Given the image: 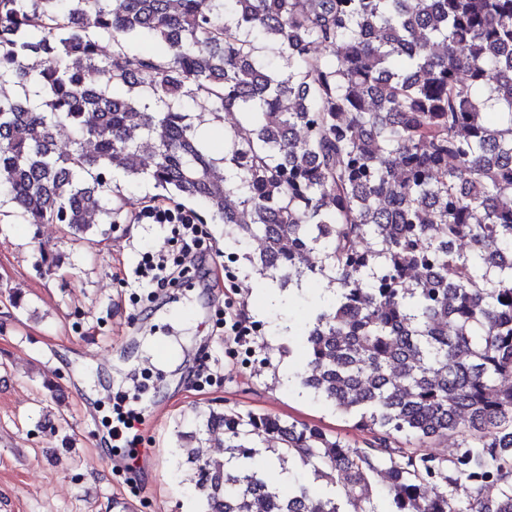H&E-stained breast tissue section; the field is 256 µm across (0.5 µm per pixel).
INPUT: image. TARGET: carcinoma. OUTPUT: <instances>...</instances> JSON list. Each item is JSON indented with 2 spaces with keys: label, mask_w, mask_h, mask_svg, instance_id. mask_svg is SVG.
I'll list each match as a JSON object with an SVG mask.
<instances>
[{
  "label": "carcinoma",
  "mask_w": 512,
  "mask_h": 512,
  "mask_svg": "<svg viewBox=\"0 0 512 512\" xmlns=\"http://www.w3.org/2000/svg\"><path fill=\"white\" fill-rule=\"evenodd\" d=\"M142 34L164 52H128ZM4 85L0 187L25 223H116L121 174L261 240L250 262L280 286L333 289L301 384L366 447L213 410L229 457L189 460L203 512H376L379 478L390 512H512V0H0ZM226 113L215 158L199 128ZM450 433L448 457L397 441ZM265 454L344 499L284 493Z\"/></svg>",
  "instance_id": "obj_1"
}]
</instances>
